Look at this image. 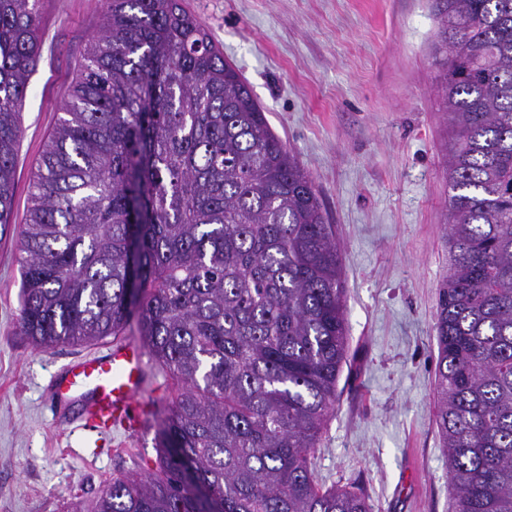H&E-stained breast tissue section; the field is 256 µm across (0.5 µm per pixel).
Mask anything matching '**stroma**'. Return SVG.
I'll use <instances>...</instances> for the list:
<instances>
[{
	"label": "stroma",
	"mask_w": 512,
	"mask_h": 512,
	"mask_svg": "<svg viewBox=\"0 0 512 512\" xmlns=\"http://www.w3.org/2000/svg\"><path fill=\"white\" fill-rule=\"evenodd\" d=\"M251 87L319 192L341 245L347 361L313 458L322 488L359 486L371 512H450L434 422L439 292L448 278L446 129L431 0H183ZM97 0H43L40 58L22 109L15 219L62 114ZM20 261L0 228V512H89L112 479L159 470L154 437L176 383L159 362L136 432L59 420L53 373L108 342L42 350L18 330Z\"/></svg>",
	"instance_id": "1"
}]
</instances>
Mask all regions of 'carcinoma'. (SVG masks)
Wrapping results in <instances>:
<instances>
[{
	"mask_svg": "<svg viewBox=\"0 0 512 512\" xmlns=\"http://www.w3.org/2000/svg\"><path fill=\"white\" fill-rule=\"evenodd\" d=\"M16 227L20 333L41 349L132 317L182 384L160 474L92 512H371L312 459L347 357L342 254L318 190L182 0H99ZM41 0H0V226L13 223ZM448 127V280L434 418L452 512H512V0H433Z\"/></svg>",
	"mask_w": 512,
	"mask_h": 512,
	"instance_id": "cac0c4a2",
	"label": "carcinoma"
}]
</instances>
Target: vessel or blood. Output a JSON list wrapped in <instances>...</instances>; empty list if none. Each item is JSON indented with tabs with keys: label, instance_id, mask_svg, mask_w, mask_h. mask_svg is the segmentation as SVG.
Returning a JSON list of instances; mask_svg holds the SVG:
<instances>
[{
	"label": "vessel or blood",
	"instance_id": "obj_1",
	"mask_svg": "<svg viewBox=\"0 0 512 512\" xmlns=\"http://www.w3.org/2000/svg\"><path fill=\"white\" fill-rule=\"evenodd\" d=\"M150 379L148 352L135 343L113 344L104 353L73 359L56 378L54 398L70 399L83 395L89 401V414L101 422L120 421L136 428L140 415L135 403Z\"/></svg>",
	"mask_w": 512,
	"mask_h": 512
}]
</instances>
